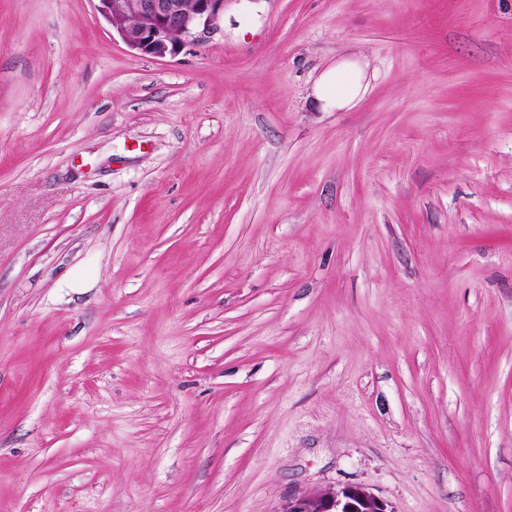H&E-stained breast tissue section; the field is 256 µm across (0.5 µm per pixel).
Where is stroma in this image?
<instances>
[{"label":"stroma","mask_w":512,"mask_h":512,"mask_svg":"<svg viewBox=\"0 0 512 512\" xmlns=\"http://www.w3.org/2000/svg\"><path fill=\"white\" fill-rule=\"evenodd\" d=\"M345 486L512 512V0H0V512ZM96 10L130 48L174 56L224 14L226 0H94ZM365 69L353 59H342L317 80L313 97L324 112L352 107L365 93Z\"/></svg>","instance_id":"35a3bbf8"}]
</instances>
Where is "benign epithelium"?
<instances>
[{
  "instance_id": "1",
  "label": "benign epithelium",
  "mask_w": 512,
  "mask_h": 512,
  "mask_svg": "<svg viewBox=\"0 0 512 512\" xmlns=\"http://www.w3.org/2000/svg\"><path fill=\"white\" fill-rule=\"evenodd\" d=\"M96 10L130 48L174 56L224 14L225 0H95ZM280 512H393L361 487H329L294 496Z\"/></svg>"
}]
</instances>
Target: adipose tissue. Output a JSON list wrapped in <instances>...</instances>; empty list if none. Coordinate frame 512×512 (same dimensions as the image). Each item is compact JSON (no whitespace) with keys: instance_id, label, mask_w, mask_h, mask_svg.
Returning <instances> with one entry per match:
<instances>
[{"instance_id":"obj_1","label":"adipose tissue","mask_w":512,"mask_h":512,"mask_svg":"<svg viewBox=\"0 0 512 512\" xmlns=\"http://www.w3.org/2000/svg\"><path fill=\"white\" fill-rule=\"evenodd\" d=\"M365 69L359 61L343 59L317 80L313 97L322 111L352 107L365 93Z\"/></svg>"}]
</instances>
